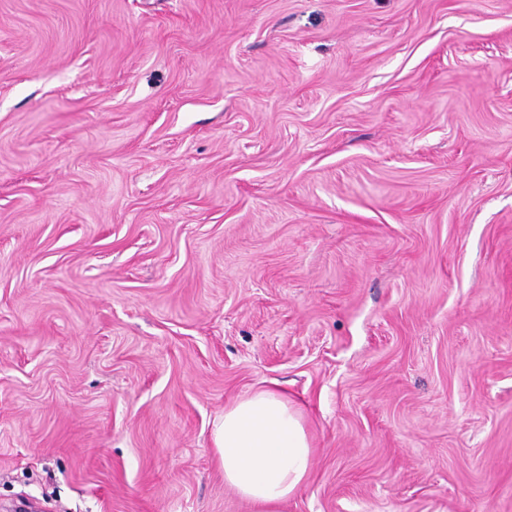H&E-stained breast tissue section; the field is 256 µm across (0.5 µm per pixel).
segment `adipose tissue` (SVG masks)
I'll list each match as a JSON object with an SVG mask.
<instances>
[{
	"mask_svg": "<svg viewBox=\"0 0 512 512\" xmlns=\"http://www.w3.org/2000/svg\"><path fill=\"white\" fill-rule=\"evenodd\" d=\"M213 442L224 482L256 507L277 512L312 463L302 414L277 390L262 388L226 406Z\"/></svg>",
	"mask_w": 512,
	"mask_h": 512,
	"instance_id": "adipose-tissue-1",
	"label": "adipose tissue"
}]
</instances>
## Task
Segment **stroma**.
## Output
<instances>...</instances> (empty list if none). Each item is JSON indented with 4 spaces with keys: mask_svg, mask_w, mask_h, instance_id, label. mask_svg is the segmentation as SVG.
Listing matches in <instances>:
<instances>
[{
    "mask_svg": "<svg viewBox=\"0 0 512 512\" xmlns=\"http://www.w3.org/2000/svg\"><path fill=\"white\" fill-rule=\"evenodd\" d=\"M512 512V0H0V504ZM213 442L224 483L256 512H277L311 468L313 450L302 414L275 389L256 390L224 407Z\"/></svg>",
    "mask_w": 512,
    "mask_h": 512,
    "instance_id": "obj_1",
    "label": "stroma"
}]
</instances>
